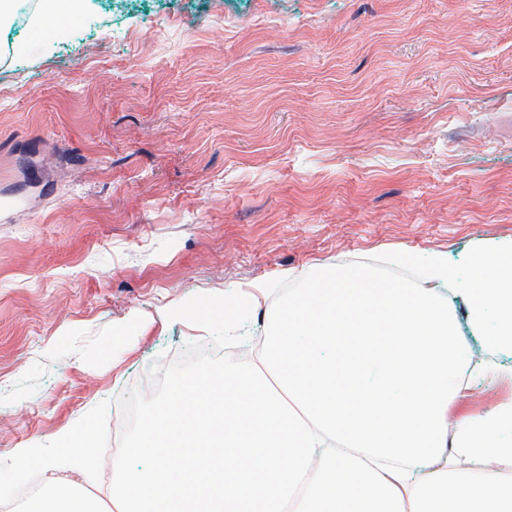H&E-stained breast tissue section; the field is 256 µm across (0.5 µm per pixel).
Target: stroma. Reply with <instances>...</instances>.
<instances>
[{"mask_svg":"<svg viewBox=\"0 0 512 512\" xmlns=\"http://www.w3.org/2000/svg\"><path fill=\"white\" fill-rule=\"evenodd\" d=\"M31 2L0 28V460L223 344L173 302L512 240V0H82L22 57Z\"/></svg>","mask_w":512,"mask_h":512,"instance_id":"obj_1","label":"stroma"}]
</instances>
